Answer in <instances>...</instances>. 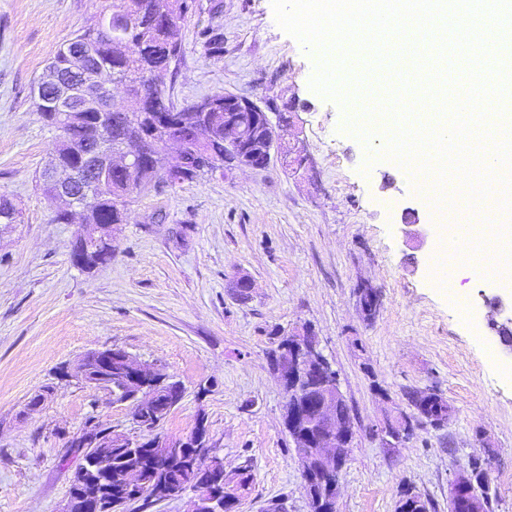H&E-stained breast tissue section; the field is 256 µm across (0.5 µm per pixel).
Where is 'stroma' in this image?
Masks as SVG:
<instances>
[{
  "instance_id": "stroma-1",
  "label": "stroma",
  "mask_w": 512,
  "mask_h": 512,
  "mask_svg": "<svg viewBox=\"0 0 512 512\" xmlns=\"http://www.w3.org/2000/svg\"><path fill=\"white\" fill-rule=\"evenodd\" d=\"M112 0H0V195L21 211L0 224V512H62L88 420L139 435L132 407L110 391L62 377L87 353L119 348L182 389L157 428L169 438L209 429L236 512H309L285 393L270 356L308 326L335 369L354 438L337 512H398L402 491L448 512V484L475 458L488 463L489 512H512V350L488 325L481 292L503 291L493 270L472 280L461 314L437 288L442 228L407 173L345 131L348 114L310 87L320 54L277 23L272 0H196L182 24L170 84L176 104L231 92L300 109L289 136L307 143L315 179L280 160L261 170L160 181L129 198L112 229L111 260L73 265L79 221L54 222L39 184L60 132L35 107L34 88L56 50L98 23ZM224 50L208 52L211 32ZM416 209L418 236L403 223ZM248 277V290L234 288ZM381 306L365 320L360 283ZM452 407L442 425L421 418L410 393ZM413 429L389 445L397 414Z\"/></svg>"
}]
</instances>
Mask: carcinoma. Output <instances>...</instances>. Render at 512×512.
Instances as JSON below:
<instances>
[{"label":"carcinoma","instance_id":"1","mask_svg":"<svg viewBox=\"0 0 512 512\" xmlns=\"http://www.w3.org/2000/svg\"><path fill=\"white\" fill-rule=\"evenodd\" d=\"M195 0H112V10L103 14L99 24L79 30L56 51L52 62L65 65V72L73 73L71 80L79 78L82 71L98 67L112 77L110 83L121 88L126 103L116 110L112 106V91L105 83L91 85V90L76 98L69 111L72 119H63L58 111L38 109L46 122L61 131L54 154L64 166H79L92 170L95 159L85 145L107 138L116 141L141 140L149 135L146 120L142 118L140 104L145 103L153 112H176L182 115L184 126H170L154 135L165 136L191 134L189 128L198 126L195 114L189 107H178L166 92V79L173 74L172 65L182 53L180 25L155 18L158 9L164 8L173 18H182L194 8ZM140 16L144 30L126 33L128 16ZM217 108L210 113L206 125L200 127L199 137L190 138L188 158L175 184L192 183L201 175L213 171L210 159L224 156L229 151L224 126L236 130L242 125L258 128L263 119L258 112H242L225 94H216ZM165 179L162 160L153 165L149 160L132 172L114 171L104 177V192L97 206L86 214L84 224H123L126 221L130 194L152 183ZM21 212L12 201L0 197V223L15 224ZM138 467L137 478L143 492V505L156 500L155 492L162 484L175 487H193L204 491L206 478L192 471L188 464L174 458L157 456L149 450V456L133 462ZM123 456H117L112 472V489L118 490L124 483L126 466L131 464ZM401 512H426V504L419 496L408 491L403 493Z\"/></svg>","mask_w":512,"mask_h":512}]
</instances>
